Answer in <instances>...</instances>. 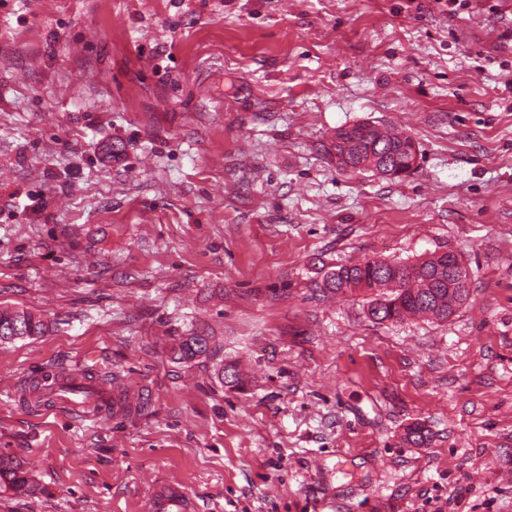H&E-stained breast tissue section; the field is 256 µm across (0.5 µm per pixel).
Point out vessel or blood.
Instances as JSON below:
<instances>
[{
	"label": "vessel or blood",
	"instance_id": "vessel-or-blood-1",
	"mask_svg": "<svg viewBox=\"0 0 512 512\" xmlns=\"http://www.w3.org/2000/svg\"><path fill=\"white\" fill-rule=\"evenodd\" d=\"M83 380L78 389L83 393L82 400L71 397L73 391L70 382L65 378L54 379L52 393L46 399V407L64 404L67 409L82 421L101 423L107 416L112 403L114 390L111 382L104 377L103 368L83 371ZM153 512H192L193 506L182 487L174 482L159 483L152 496Z\"/></svg>",
	"mask_w": 512,
	"mask_h": 512
}]
</instances>
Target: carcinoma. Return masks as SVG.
Listing matches in <instances>:
<instances>
[{"label":"carcinoma","instance_id":"cac0c4a2","mask_svg":"<svg viewBox=\"0 0 512 512\" xmlns=\"http://www.w3.org/2000/svg\"><path fill=\"white\" fill-rule=\"evenodd\" d=\"M324 152L337 158L336 166L343 171L366 170L394 177L413 170L418 155L410 135L380 127L365 132L360 123L336 128ZM323 287L336 293L370 295L368 316L378 323L406 316L443 320L468 298V289L459 287L452 276L448 255H432L411 264L367 259L357 265L339 266L326 275ZM46 328L44 320L30 312L0 309V344L42 336ZM209 351L208 337L197 333L179 337L173 349L183 362L207 357ZM404 441L419 448L428 444L429 436L424 427L414 425L406 430ZM26 482L22 471L0 458V489H21Z\"/></svg>","mask_w":512,"mask_h":512}]
</instances>
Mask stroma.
Returning a JSON list of instances; mask_svg holds the SVG:
<instances>
[{
    "label": "stroma",
    "mask_w": 512,
    "mask_h": 512,
    "mask_svg": "<svg viewBox=\"0 0 512 512\" xmlns=\"http://www.w3.org/2000/svg\"><path fill=\"white\" fill-rule=\"evenodd\" d=\"M359 122L416 170H339ZM435 252L443 322L323 287ZM0 306L50 324L0 344V512H512V0H0ZM90 352L142 408L32 404ZM208 336L192 333L189 336L179 337V342L173 349L177 360L183 362L193 361L197 357H209L210 346ZM21 474V475H20ZM25 472L14 468L12 462L0 458V489H21L26 487ZM192 503L182 487L174 482L159 483L152 496V511L154 512H190Z\"/></svg>",
    "instance_id": "1"
}]
</instances>
